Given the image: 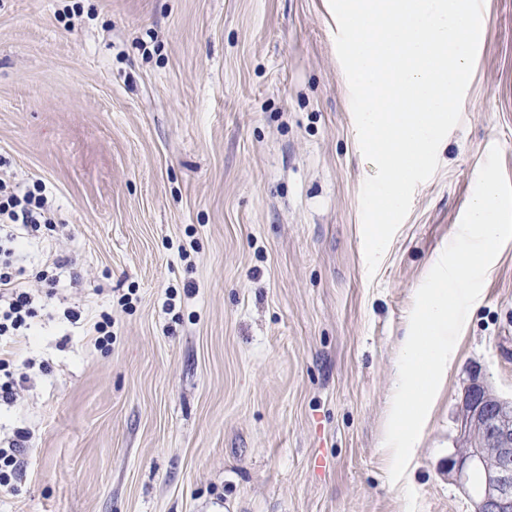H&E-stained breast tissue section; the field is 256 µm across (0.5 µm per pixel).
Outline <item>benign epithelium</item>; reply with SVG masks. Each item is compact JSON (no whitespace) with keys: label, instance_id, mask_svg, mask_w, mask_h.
I'll use <instances>...</instances> for the list:
<instances>
[{"label":"benign epithelium","instance_id":"7a95c632","mask_svg":"<svg viewBox=\"0 0 512 512\" xmlns=\"http://www.w3.org/2000/svg\"><path fill=\"white\" fill-rule=\"evenodd\" d=\"M461 448L448 458L473 512H512V399L497 395L478 376H472L461 396L457 417ZM481 474L474 491L472 479Z\"/></svg>","mask_w":512,"mask_h":512}]
</instances>
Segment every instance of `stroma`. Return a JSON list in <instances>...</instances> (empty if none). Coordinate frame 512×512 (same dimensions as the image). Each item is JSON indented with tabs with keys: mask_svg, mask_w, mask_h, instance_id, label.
I'll return each mask as SVG.
<instances>
[{
	"mask_svg": "<svg viewBox=\"0 0 512 512\" xmlns=\"http://www.w3.org/2000/svg\"><path fill=\"white\" fill-rule=\"evenodd\" d=\"M482 17L461 121L371 275L377 168L329 0H0V157L59 226L19 250L75 261L55 296L31 285L0 512H473L448 459L473 374L512 398V240L396 483L385 434L416 292L492 146L512 182V0Z\"/></svg>",
	"mask_w": 512,
	"mask_h": 512,
	"instance_id": "obj_1",
	"label": "stroma"
}]
</instances>
